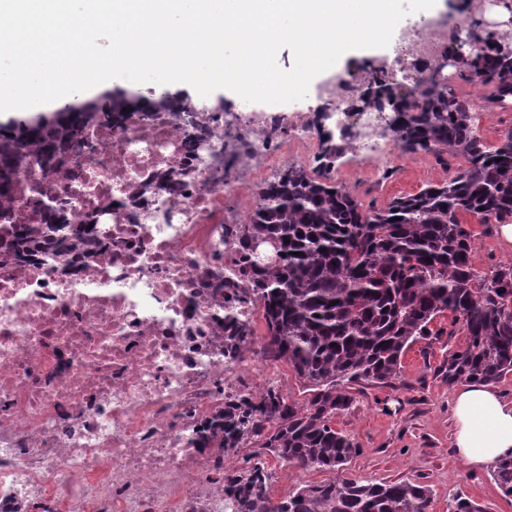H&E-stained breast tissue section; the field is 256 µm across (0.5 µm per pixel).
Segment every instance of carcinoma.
Masks as SVG:
<instances>
[{"label":"carcinoma","instance_id":"1","mask_svg":"<svg viewBox=\"0 0 512 512\" xmlns=\"http://www.w3.org/2000/svg\"><path fill=\"white\" fill-rule=\"evenodd\" d=\"M460 78L486 91L484 106L512 100V33L473 41L453 37ZM358 100L361 111H383L389 121L376 135L391 136L406 154L460 158L448 180L397 197L384 207L363 205L333 176L336 162L356 157L352 134L320 132L317 165L290 163L260 187L247 223L227 235L238 244L240 291L224 307V353L252 351V320L238 305L260 306L266 324L258 354L283 362L312 391L298 403L275 387L224 397V414L202 447L228 452L264 448L297 469L334 472L279 501L269 495L272 472L251 459L224 475L228 512H430L427 486L402 480L377 482L345 475L360 451L334 427L353 402L358 384L387 386L400 378L401 358L413 342L435 335L448 317L466 342L448 349V384L497 382L512 373V262L476 268L472 231L461 215L483 224L512 222V128L494 144L481 137L470 99L436 79L405 91L381 70ZM187 97L163 89L143 116ZM140 98L115 87L54 115L25 117L0 126V252L17 260L54 258L72 245L86 255L100 241L85 224L60 222L55 198H32L39 223L21 224L11 206L20 174L46 178L65 164L69 145L112 123L122 109L139 111ZM492 476L512 497V456L495 461Z\"/></svg>","mask_w":512,"mask_h":512}]
</instances>
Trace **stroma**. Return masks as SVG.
I'll list each match as a JSON object with an SVG mask.
<instances>
[{
    "label": "stroma",
    "instance_id": "35a3bbf8",
    "mask_svg": "<svg viewBox=\"0 0 512 512\" xmlns=\"http://www.w3.org/2000/svg\"><path fill=\"white\" fill-rule=\"evenodd\" d=\"M453 166L439 164L430 155H408L391 148L385 153L342 161L335 176L355 192L362 203L385 205L447 180ZM473 231L478 269L512 261L492 225L466 217ZM464 334L429 336L410 345L401 359V382L396 386L362 385L353 389V402L335 418V427L358 442L361 452L348 465L350 476L377 481L415 480L432 492L430 512H448L449 503L462 495L485 506L487 512H512V498L503 496L490 468L474 470L453 452L451 404L453 387L441 365L449 347L463 345ZM252 390L275 384L288 399L301 402L308 394L286 364H261L249 374ZM259 460L273 473L270 496L278 500L303 484L329 479L326 471L296 469L279 462L265 449Z\"/></svg>",
    "mask_w": 512,
    "mask_h": 512
}]
</instances>
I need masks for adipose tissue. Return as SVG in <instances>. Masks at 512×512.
<instances>
[{
    "mask_svg": "<svg viewBox=\"0 0 512 512\" xmlns=\"http://www.w3.org/2000/svg\"><path fill=\"white\" fill-rule=\"evenodd\" d=\"M457 456L472 468L512 454V400L491 383L468 381L453 393Z\"/></svg>",
    "mask_w": 512,
    "mask_h": 512,
    "instance_id": "ef3b65f1",
    "label": "adipose tissue"
}]
</instances>
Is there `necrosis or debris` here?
Wrapping results in <instances>:
<instances>
[{
	"label": "necrosis or debris",
	"mask_w": 512,
	"mask_h": 512,
	"mask_svg": "<svg viewBox=\"0 0 512 512\" xmlns=\"http://www.w3.org/2000/svg\"><path fill=\"white\" fill-rule=\"evenodd\" d=\"M451 29L402 30L391 80L413 88L408 59L442 60ZM369 80L318 90L363 155L378 151L379 115L356 106ZM267 130L177 104L81 139L71 176L24 178L52 188L67 223L94 215L103 248L0 266V512H224V451L193 443L249 386L225 372L224 227L244 215L224 204L239 187L221 162L240 138L270 162L315 144L304 124L284 144Z\"/></svg>",
	"instance_id": "necrosis-or-debris-1"
}]
</instances>
